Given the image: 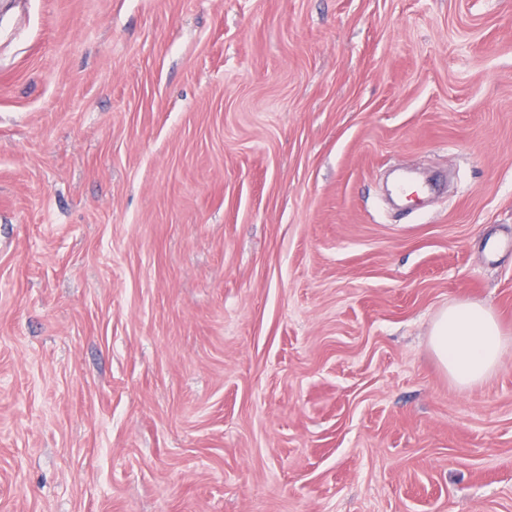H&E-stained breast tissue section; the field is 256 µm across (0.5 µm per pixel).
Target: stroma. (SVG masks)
I'll use <instances>...</instances> for the list:
<instances>
[{"instance_id":"stroma-1","label":"stroma","mask_w":512,"mask_h":512,"mask_svg":"<svg viewBox=\"0 0 512 512\" xmlns=\"http://www.w3.org/2000/svg\"><path fill=\"white\" fill-rule=\"evenodd\" d=\"M1 14L0 512H512V0ZM429 344L453 382L470 389L497 369L512 338L502 331L491 309L458 301L438 313Z\"/></svg>"}]
</instances>
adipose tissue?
<instances>
[{"instance_id":"adipose-tissue-1","label":"adipose tissue","mask_w":512,"mask_h":512,"mask_svg":"<svg viewBox=\"0 0 512 512\" xmlns=\"http://www.w3.org/2000/svg\"><path fill=\"white\" fill-rule=\"evenodd\" d=\"M430 348L453 382L464 389L481 384L512 348L488 307L471 301L449 304L436 316Z\"/></svg>"}]
</instances>
